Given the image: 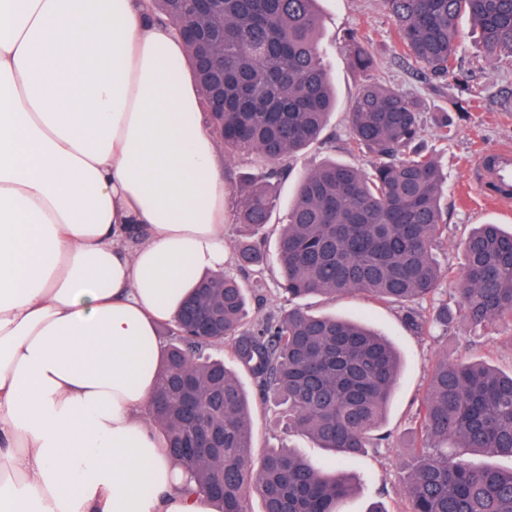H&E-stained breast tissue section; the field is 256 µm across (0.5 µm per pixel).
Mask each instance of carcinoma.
I'll list each match as a JSON object with an SVG mask.
<instances>
[{
    "instance_id": "obj_1",
    "label": "carcinoma",
    "mask_w": 512,
    "mask_h": 512,
    "mask_svg": "<svg viewBox=\"0 0 512 512\" xmlns=\"http://www.w3.org/2000/svg\"><path fill=\"white\" fill-rule=\"evenodd\" d=\"M318 0H223L207 15L190 0H152V11L200 34L187 48L224 69V114L210 113L225 156H256L263 168L244 179L235 222L248 230L236 252L245 269L276 267L288 301L357 293L401 307L418 336L457 319L473 330L512 324V232L478 224L462 240L456 270L434 249L447 232L446 177L421 143L422 112L408 95L363 84L348 111L349 146L374 158L363 171L334 159L297 178L274 254L255 235L273 222L280 185L305 149L322 142L336 106L319 48ZM399 55L434 78L465 82L458 22L467 17L487 58L512 57V0H383ZM352 67L377 68L366 41L347 36ZM201 93L214 101L215 68L201 70ZM448 281L457 308L425 314ZM150 420L176 464L219 512H340L353 492L339 470L324 471L290 449L255 456L251 400L237 375L209 348L227 342L260 400L281 409L286 429L330 451L335 463L376 447L400 375L391 340L365 325L299 305L250 318L245 288L229 274L205 276L167 328ZM409 448L401 512H512V468L476 465L475 450L512 459V372L484 361L436 362ZM203 435L222 441L191 454Z\"/></svg>"
}]
</instances>
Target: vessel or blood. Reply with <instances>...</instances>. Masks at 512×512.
<instances>
[{
	"instance_id": "b4317fda",
	"label": "vessel or blood",
	"mask_w": 512,
	"mask_h": 512,
	"mask_svg": "<svg viewBox=\"0 0 512 512\" xmlns=\"http://www.w3.org/2000/svg\"><path fill=\"white\" fill-rule=\"evenodd\" d=\"M471 167L480 196L501 210L512 209V148L479 153Z\"/></svg>"
}]
</instances>
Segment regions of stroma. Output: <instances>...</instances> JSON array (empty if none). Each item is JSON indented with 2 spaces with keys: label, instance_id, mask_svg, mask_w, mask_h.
<instances>
[{
  "label": "stroma",
  "instance_id": "1",
  "mask_svg": "<svg viewBox=\"0 0 512 512\" xmlns=\"http://www.w3.org/2000/svg\"><path fill=\"white\" fill-rule=\"evenodd\" d=\"M321 54L328 73L336 85V109L331 114L324 134V145L303 151L295 164L296 173L317 167L333 157L351 166L367 170L373 159L366 153L350 150L346 115L359 86L367 81L397 89L417 100L423 114L422 138L448 178L442 200L448 232L435 250L439 263L459 267L462 261L460 244L472 225L495 223L512 230V212H505L481 201L470 169L479 152L503 145L512 146V59L487 62L479 37L468 21L459 25V54L472 75L471 86L476 101L465 114L449 110L450 98L459 96L454 81L428 80L413 62L401 58L392 38V26L382 0H320ZM358 32L372 44L379 66L359 73L348 64L345 37ZM447 113L457 134L443 142L436 136L433 118ZM254 167L246 158L227 160L224 179L228 192L224 197V239L226 271L237 276L246 289L252 313L279 311L287 299L277 286L274 268L256 275L241 271L237 265L234 241L242 229L233 220L236 208V187ZM317 312L334 313L361 320L388 336L401 358V378L394 398L380 428L384 441L381 447L348 462V470L360 482L359 491L344 501L342 512H367L375 502H383L388 512L403 508L401 477L404 450L411 447L417 431V409L431 371L440 356L467 354L490 361L497 368L512 369V326L503 324L487 330L479 342H471L467 324L460 323L427 336L413 335L403 324L398 307L379 302L365 294L343 298L310 300ZM253 438L256 449L286 446L307 458L315 467L330 469L332 457L318 448L311 439L287 431L274 408L255 404L252 409Z\"/></svg>",
  "mask_w": 512,
  "mask_h": 512
}]
</instances>
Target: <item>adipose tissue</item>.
<instances>
[{"label": "adipose tissue", "instance_id": "ef3b65f1", "mask_svg": "<svg viewBox=\"0 0 512 512\" xmlns=\"http://www.w3.org/2000/svg\"><path fill=\"white\" fill-rule=\"evenodd\" d=\"M144 0H0V512H216L146 417L224 152Z\"/></svg>", "mask_w": 512, "mask_h": 512}]
</instances>
